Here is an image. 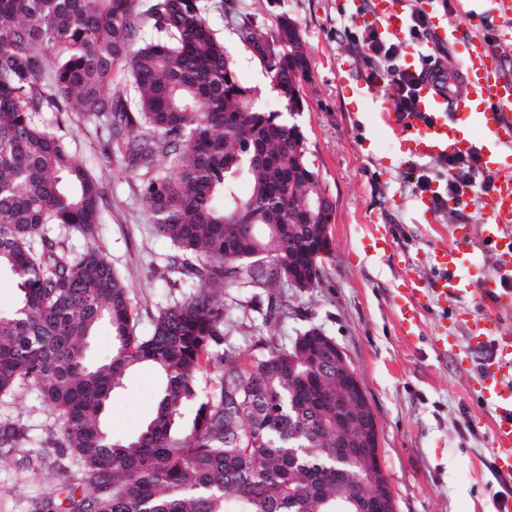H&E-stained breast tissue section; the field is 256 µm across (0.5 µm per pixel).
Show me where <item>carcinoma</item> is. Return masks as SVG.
Returning <instances> with one entry per match:
<instances>
[{
	"instance_id": "carcinoma-1",
	"label": "carcinoma",
	"mask_w": 512,
	"mask_h": 512,
	"mask_svg": "<svg viewBox=\"0 0 512 512\" xmlns=\"http://www.w3.org/2000/svg\"><path fill=\"white\" fill-rule=\"evenodd\" d=\"M238 38L284 108L304 106L307 55L251 26ZM119 63L131 98L112 89ZM255 97L197 0H0V271L18 290L0 311V399L36 387L58 419L43 444L68 459L32 512H349L374 492L366 462L329 451L327 365L296 361L319 352L321 330L252 360L224 344L223 289L239 276L288 286V258L314 246L309 224L324 223L297 212L323 193L301 127ZM73 113L140 179L152 232L173 248L167 272L188 288L148 336L134 334L130 288L95 244L102 195L70 149ZM73 232L86 248L69 246ZM102 322L112 351L90 366L86 343ZM215 364L217 388L202 399L197 375ZM142 365L160 378L155 411L136 435L116 437L105 424L111 394ZM26 440L24 425L0 426L1 455Z\"/></svg>"
}]
</instances>
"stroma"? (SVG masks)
<instances>
[{"label": "stroma", "mask_w": 512, "mask_h": 512, "mask_svg": "<svg viewBox=\"0 0 512 512\" xmlns=\"http://www.w3.org/2000/svg\"><path fill=\"white\" fill-rule=\"evenodd\" d=\"M204 17L236 64L240 80L258 90L269 111L283 106L264 65L237 36L250 24L266 37L282 17L299 27L310 71L297 118L307 157L335 214L330 253L312 288L239 287L224 291L228 341L248 355L288 344L297 331L320 328L346 353L378 422L380 464L395 512H512L500 500L492 452L494 412L475 396L477 370L489 355L471 344L456 320L484 311L481 293L422 308L413 333L402 325L409 306L406 272L433 277L425 262L436 241L453 242L460 222L483 221L472 201L464 216L440 212L432 224L415 221L417 196L409 171L394 162L399 144L372 107L391 98L371 85L361 52L344 32L353 6L368 0H199ZM468 11L473 33L487 37L497 55L512 61V17L495 13L492 0H436L434 17ZM95 126L74 117L68 141L101 188L104 218L97 244L132 291L136 335H146L159 308L180 296L165 270L171 248L155 238L140 196V181L106 154ZM158 379L146 367L129 372L107 410L114 434L136 433L152 416ZM21 420L30 440L21 453L0 456V512H31L30 501L58 483L59 458L41 457L40 441L56 417L31 386L0 399V422Z\"/></svg>", "instance_id": "stroma-1"}]
</instances>
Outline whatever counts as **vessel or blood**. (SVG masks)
I'll return each instance as SVG.
<instances>
[{
  "mask_svg": "<svg viewBox=\"0 0 512 512\" xmlns=\"http://www.w3.org/2000/svg\"><path fill=\"white\" fill-rule=\"evenodd\" d=\"M358 21L388 36L403 35L407 26L399 0H371L369 12ZM433 36L469 43L463 63V94L442 92L427 78L418 91V116L393 112L384 102L379 119L399 140L403 165L475 151L481 170L493 174L494 185L481 196L482 224L457 234L454 246L434 245L427 262L438 269V276L413 279L409 293L427 304L470 294L475 290L473 283L456 272L462 257L478 249L492 255L494 273L483 284L492 308L469 315L465 322L472 337L493 345L477 391L482 401L496 410L493 452L508 470L512 468V392L505 390L503 381L512 376V329L504 325L502 315L512 310V167L505 165L503 158L512 151V71L500 65L483 39L469 33L465 21L438 23ZM452 108L466 113L467 122L450 118Z\"/></svg>",
  "mask_w": 512,
  "mask_h": 512,
  "instance_id": "b4317fda",
  "label": "vessel or blood"
}]
</instances>
